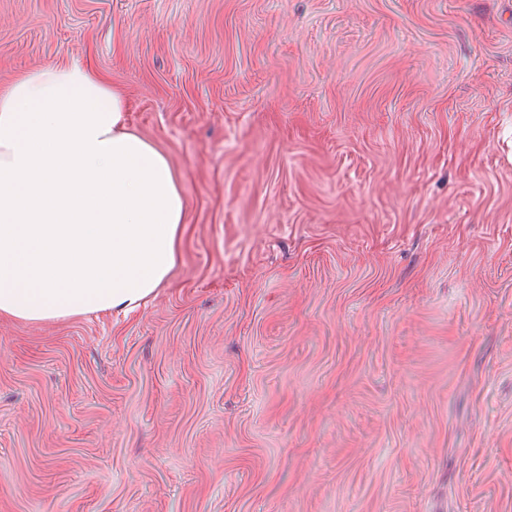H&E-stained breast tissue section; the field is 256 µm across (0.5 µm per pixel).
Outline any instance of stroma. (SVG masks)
<instances>
[{
  "label": "stroma",
  "instance_id": "obj_1",
  "mask_svg": "<svg viewBox=\"0 0 512 512\" xmlns=\"http://www.w3.org/2000/svg\"><path fill=\"white\" fill-rule=\"evenodd\" d=\"M187 203L145 306L0 317V512H512V0H0Z\"/></svg>",
  "mask_w": 512,
  "mask_h": 512
}]
</instances>
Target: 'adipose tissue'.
Masks as SVG:
<instances>
[{
    "mask_svg": "<svg viewBox=\"0 0 512 512\" xmlns=\"http://www.w3.org/2000/svg\"><path fill=\"white\" fill-rule=\"evenodd\" d=\"M89 64L0 91V317L130 311L169 281L186 200L168 155L129 129Z\"/></svg>",
    "mask_w": 512,
    "mask_h": 512,
    "instance_id": "ef3b65f1",
    "label": "adipose tissue"
}]
</instances>
